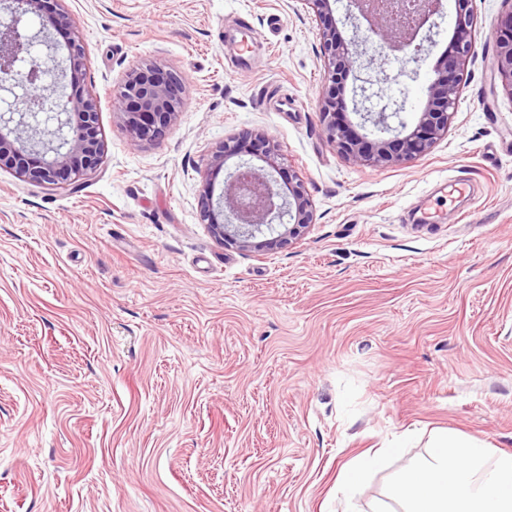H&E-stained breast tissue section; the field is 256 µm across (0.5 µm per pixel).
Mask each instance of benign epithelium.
I'll list each match as a JSON object with an SVG mask.
<instances>
[{"label": "benign epithelium", "mask_w": 512, "mask_h": 512, "mask_svg": "<svg viewBox=\"0 0 512 512\" xmlns=\"http://www.w3.org/2000/svg\"><path fill=\"white\" fill-rule=\"evenodd\" d=\"M27 2L12 0L9 20L0 23V168L24 181L77 188L102 164L97 100L88 93L75 102L54 98L57 86L46 83L53 69L40 61L29 63L36 43L43 42L51 51L52 42L38 33L24 36L19 32ZM303 2L314 13L327 61L330 84L323 89L320 104L328 142L348 160L372 168L399 165L429 153L448 133L464 68L474 53L472 0H456L454 37L441 62L442 72L426 87V106L414 126L389 123L404 108L402 102H393L395 109L390 113L383 109L360 114L361 125L369 123L383 133L374 140L353 129L344 112L345 102L338 96L356 63L357 51L336 36L331 0ZM405 2L391 0L383 9L377 0H351L380 48L392 53L405 50L425 27L433 26L432 18L440 8V0H414L411 15ZM67 52L69 66L60 68L61 77L81 75L83 46L73 40ZM495 60L502 87L512 97V10L502 21ZM20 62L26 67L19 68ZM185 91V81L177 71L152 62L137 63L125 72L114 95L113 112L133 144L155 141L177 122ZM74 123L80 133L72 138L69 133ZM259 150L265 165L241 160L224 179L221 194L214 196L213 177L227 159L235 154L251 157ZM275 152V142L268 135H243L224 142L199 171L201 217L220 242L243 251L282 249L303 236L312 223V201L302 179L295 173L280 181L276 174L281 169L271 158Z\"/></svg>", "instance_id": "benign-epithelium-1"}]
</instances>
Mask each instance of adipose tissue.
Segmentation results:
<instances>
[{
    "label": "adipose tissue",
    "mask_w": 512,
    "mask_h": 512,
    "mask_svg": "<svg viewBox=\"0 0 512 512\" xmlns=\"http://www.w3.org/2000/svg\"><path fill=\"white\" fill-rule=\"evenodd\" d=\"M383 461L380 452L365 456L341 474L336 496L342 512H355L364 478ZM390 495L402 512H512V453L494 457L480 440L442 431L426 463L405 472Z\"/></svg>",
    "instance_id": "ef3b65f1"
}]
</instances>
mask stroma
Here are the masks:
<instances>
[{"label":"stroma","instance_id":"obj_1","mask_svg":"<svg viewBox=\"0 0 512 512\" xmlns=\"http://www.w3.org/2000/svg\"><path fill=\"white\" fill-rule=\"evenodd\" d=\"M384 58L336 0L360 65L347 112L414 122L455 2ZM87 53L105 154L78 192L0 170V512H336L353 459L407 434L359 512L451 429L512 452V96L494 68L505 0H473L459 108L423 157L373 169L328 142L327 79L303 0H62ZM252 29L251 60L224 44ZM186 82L183 112L133 145L126 69ZM366 95H359V87ZM274 138L313 222L287 248L220 244L200 176L224 140ZM470 192L447 203L448 183Z\"/></svg>","mask_w":512,"mask_h":512}]
</instances>
